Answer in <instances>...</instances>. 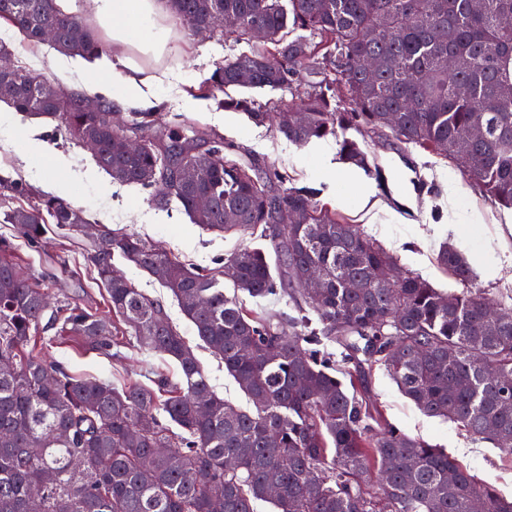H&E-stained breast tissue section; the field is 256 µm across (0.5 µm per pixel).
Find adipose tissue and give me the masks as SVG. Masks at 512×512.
I'll return each instance as SVG.
<instances>
[{
    "label": "adipose tissue",
    "instance_id": "1",
    "mask_svg": "<svg viewBox=\"0 0 512 512\" xmlns=\"http://www.w3.org/2000/svg\"><path fill=\"white\" fill-rule=\"evenodd\" d=\"M82 10L105 32L110 45L109 54L101 59L72 61L82 72L88 93L110 99L116 112L156 107L169 73L161 67L139 66L129 53L158 58L171 50L168 0H83Z\"/></svg>",
    "mask_w": 512,
    "mask_h": 512
}]
</instances>
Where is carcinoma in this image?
<instances>
[{
	"mask_svg": "<svg viewBox=\"0 0 512 512\" xmlns=\"http://www.w3.org/2000/svg\"><path fill=\"white\" fill-rule=\"evenodd\" d=\"M169 8L190 30L216 13L233 16L236 28L213 32L219 41H248L255 25L267 32L191 92L257 126L273 116L276 133L299 145L332 136L339 159L369 176L380 171L347 132L388 131L512 208V95L501 93L512 86V29L500 23L512 0H482L478 12L470 0H169ZM48 22L58 25L63 52L89 60L105 53L95 28L57 0H0V23L30 45L41 44ZM73 24L81 27L76 39ZM449 56L459 60L454 70L442 64ZM367 57L377 61L371 74L362 70ZM303 69L322 79L300 91L293 77ZM460 83L469 95L456 93ZM230 88L295 94L305 121L296 123L285 103L233 97ZM0 102L60 121L78 147L79 130L96 134L98 167L121 183L155 189L152 205L175 202L195 224L258 231L267 242L245 244L224 269L205 272L102 224L84 263L106 290L103 314L50 302L49 288L20 275L12 246L0 241V360L16 365L0 375V512H254L258 501L277 512H472L475 501L482 512H512V499L448 452L388 423L357 381L379 365L425 415L512 452V308L491 305L463 254L440 247L438 265L469 285L443 292L320 203L317 190L233 158L221 137L191 149L196 136L183 129L150 133L154 112L134 113L117 132L112 102L84 112L82 97L17 64L0 74ZM476 126L483 136L459 152ZM124 137L148 141L131 151L120 146ZM181 168L195 179L181 181ZM200 197L208 208L196 207ZM283 208L305 223H279ZM0 222L36 244L48 224L78 231L88 220L67 201L1 175ZM116 252L149 274L163 268L161 281L253 409L214 392L159 301L112 277ZM312 269L325 280L315 296L302 288ZM224 278L254 298L286 292L298 316L285 325L252 315L224 293ZM352 281L362 288H348ZM197 294L206 298L202 310L190 302ZM65 336L106 357L128 345L170 358L181 380L169 386L159 378L163 395L146 386L118 389L35 354ZM324 339L345 348L342 364L309 348ZM162 445L168 452L155 453ZM228 458L236 468L224 467ZM48 469L54 480L45 485Z\"/></svg>",
	"mask_w": 512,
	"mask_h": 512,
	"instance_id": "1",
	"label": "carcinoma"
}]
</instances>
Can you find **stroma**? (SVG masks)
Wrapping results in <instances>:
<instances>
[{"mask_svg": "<svg viewBox=\"0 0 512 512\" xmlns=\"http://www.w3.org/2000/svg\"><path fill=\"white\" fill-rule=\"evenodd\" d=\"M171 26L174 48L159 63L172 73L173 79L159 93L158 126H186L218 134L257 166L287 173L298 184H310L307 161L318 153L315 145L301 147L288 142L271 126L254 125L246 115L218 109L210 101L197 112L182 110L187 87L199 84L219 63L248 51L249 46L244 42L217 43L213 38L185 30L176 20ZM27 136L45 143L55 165L42 166L39 159L26 152L23 139ZM355 138L370 162L381 169L383 181L339 163L335 139L326 138L329 151L321 155L322 161L331 172L339 174L340 180L324 190L321 203L335 207L348 223L358 225L365 234L399 255L405 267L442 291L458 292L462 286L437 266L435 255L440 246L448 242L465 254L477 255L478 285L495 304L511 307L512 209L491 204L473 183L453 176L451 167L435 164L431 156L392 136L359 132ZM0 174L25 180L40 191L57 179L68 182L78 189L72 205L82 210L90 223L136 234L203 270L221 268L225 258L243 244L260 243L253 235L200 228L182 211L155 208L150 203L151 190L113 180L95 164L90 151L73 145L64 136L59 122L54 120L10 112L0 125ZM370 184L377 187L374 204L365 205L354 199L356 189ZM452 186L463 192L472 223H453L448 211V189ZM0 239L12 244L13 260L20 271L50 284L54 299L104 303V288L95 272L84 264L83 253L88 244L84 235L74 232L64 236L51 225L39 244L32 246L18 238L14 225L0 223ZM112 262L118 273L163 305L170 322L194 347L217 395L239 408H248L249 399L227 374L223 363L195 335L171 292L123 258L113 257ZM42 355L72 375L93 376L117 387L135 383L150 386L160 375L172 382L179 378L172 360L136 348L124 350L120 358L109 359L70 339L51 345ZM364 385L387 421L411 437L448 449L480 479L512 496V452L475 440L453 422L423 414L381 367H374L367 374Z\"/></svg>", "mask_w": 512, "mask_h": 512, "instance_id": "stroma-1", "label": "stroma"}]
</instances>
